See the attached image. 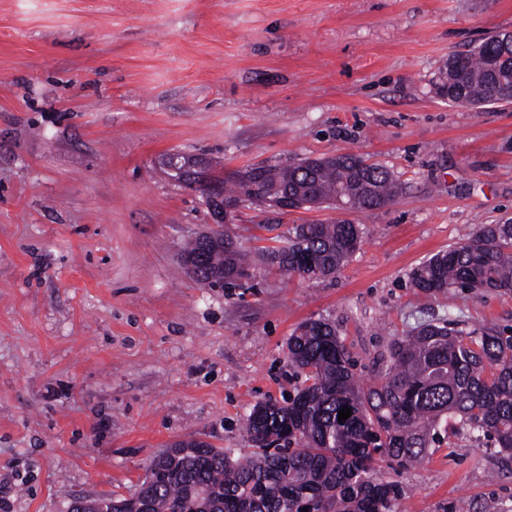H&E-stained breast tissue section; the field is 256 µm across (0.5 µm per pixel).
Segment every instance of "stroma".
<instances>
[{"label":"stroma","mask_w":512,"mask_h":512,"mask_svg":"<svg viewBox=\"0 0 512 512\" xmlns=\"http://www.w3.org/2000/svg\"><path fill=\"white\" fill-rule=\"evenodd\" d=\"M512 32V0H0V496L10 512L128 497L196 438L248 451L257 403L301 384L287 342L334 325L363 385L418 324L511 328L512 294L433 297L412 270L481 224L512 220V103L439 93L449 55ZM168 153L231 176L357 154L403 188L367 212L243 202L225 233L345 220L336 274L252 263L210 288L182 254L210 230ZM395 512H512V467L446 431L420 465L383 468Z\"/></svg>","instance_id":"35a3bbf8"}]
</instances>
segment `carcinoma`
Masks as SVG:
<instances>
[{"mask_svg":"<svg viewBox=\"0 0 512 512\" xmlns=\"http://www.w3.org/2000/svg\"><path fill=\"white\" fill-rule=\"evenodd\" d=\"M448 101L488 105L512 101V47L491 37L448 57ZM224 200H258L290 187L321 203L343 192L353 208L390 203L399 187L383 165L355 155L307 160L296 166H248L228 179ZM362 238L357 224H297L271 238L259 256L283 275L313 280L335 274ZM206 263L198 280L214 283L248 271V255L231 237L192 240L189 261ZM413 286L436 295L451 288L512 293V224H483L411 273ZM288 362L307 385L286 405H257L246 420L251 451L202 441L177 442L152 459L140 490L129 498L84 501V512H392L398 483L378 462L417 464L456 425L512 461V328L467 332L448 320L424 322L395 336L383 356L381 381L364 387L336 328L310 319L288 338ZM351 416L338 422V410Z\"/></svg>","mask_w":512,"mask_h":512,"instance_id":"obj_1","label":"carcinoma"}]
</instances>
